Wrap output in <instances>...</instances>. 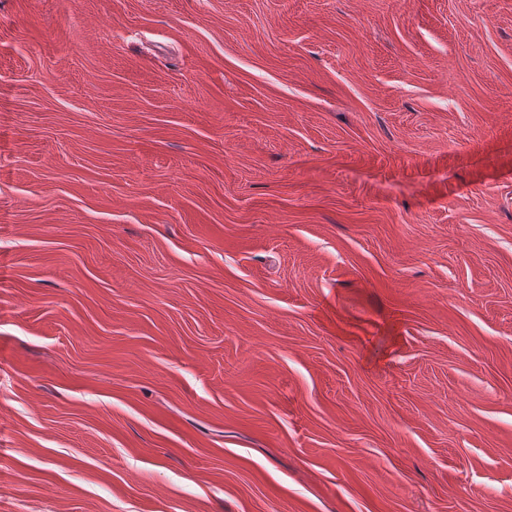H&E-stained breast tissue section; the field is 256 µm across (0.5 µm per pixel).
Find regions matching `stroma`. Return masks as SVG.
Wrapping results in <instances>:
<instances>
[{
  "instance_id": "1",
  "label": "stroma",
  "mask_w": 512,
  "mask_h": 512,
  "mask_svg": "<svg viewBox=\"0 0 512 512\" xmlns=\"http://www.w3.org/2000/svg\"><path fill=\"white\" fill-rule=\"evenodd\" d=\"M0 512H512V0H0Z\"/></svg>"
}]
</instances>
